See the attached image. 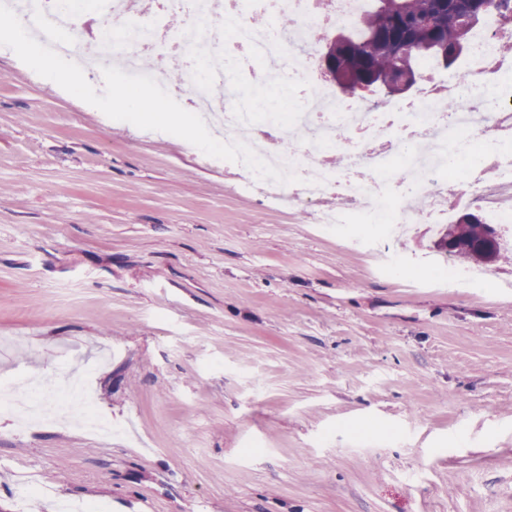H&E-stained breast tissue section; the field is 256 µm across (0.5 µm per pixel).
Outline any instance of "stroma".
<instances>
[{"mask_svg": "<svg viewBox=\"0 0 512 512\" xmlns=\"http://www.w3.org/2000/svg\"><path fill=\"white\" fill-rule=\"evenodd\" d=\"M419 224L244 187L0 46V384L87 380L114 428L0 412V512H512V262L443 283Z\"/></svg>", "mask_w": 512, "mask_h": 512, "instance_id": "stroma-1", "label": "stroma"}]
</instances>
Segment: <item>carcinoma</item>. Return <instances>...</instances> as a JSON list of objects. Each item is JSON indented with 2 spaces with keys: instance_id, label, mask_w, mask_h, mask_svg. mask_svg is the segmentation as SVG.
<instances>
[{
  "instance_id": "cac0c4a2",
  "label": "carcinoma",
  "mask_w": 512,
  "mask_h": 512,
  "mask_svg": "<svg viewBox=\"0 0 512 512\" xmlns=\"http://www.w3.org/2000/svg\"><path fill=\"white\" fill-rule=\"evenodd\" d=\"M354 29L336 41L324 68L337 84L353 87L372 80L394 86L419 60L456 62L474 29L495 13L512 25V0H370ZM434 246L460 262H498L484 227L473 220L441 229Z\"/></svg>"
}]
</instances>
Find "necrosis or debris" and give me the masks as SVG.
Masks as SVG:
<instances>
[{
	"label": "necrosis or debris",
	"mask_w": 512,
	"mask_h": 512,
	"mask_svg": "<svg viewBox=\"0 0 512 512\" xmlns=\"http://www.w3.org/2000/svg\"><path fill=\"white\" fill-rule=\"evenodd\" d=\"M29 33L60 56L82 62L92 72L112 64L136 72L144 51L159 48L157 19L131 14V0H110L107 9L126 17L125 25L103 26L95 43L79 33L87 0H5ZM362 0H264L269 13L289 12L295 26L288 31H257L247 21L252 0H225L214 13L212 0H166L174 22L172 47L193 57L194 67L182 69L179 88L194 97L196 114L215 137L235 141L240 129H254L250 146L264 160L298 175L281 184L247 173L248 185L289 204H309L318 221L331 224H379L397 237L416 224H444L451 213L481 201L495 223L512 225V65L504 63L501 43L512 40V26L497 15L486 18L473 34L464 62L463 82L446 86L427 77L420 92L394 107H365L338 95L312 66L314 47L309 31L352 23ZM255 63L267 81L307 80L306 97L292 113L263 115L236 107L241 78L233 55L218 48L221 33ZM475 74L491 75L503 98L494 112L475 102L466 82ZM456 98L455 112L444 109ZM297 142L296 153L283 152L266 135ZM340 151L342 167L328 160ZM423 198L425 211L414 212L403 198ZM71 406L70 424L110 434L108 422L89 400L88 389L69 380L0 388V409L20 424L55 418Z\"/></svg>",
	"instance_id": "obj_1"
}]
</instances>
